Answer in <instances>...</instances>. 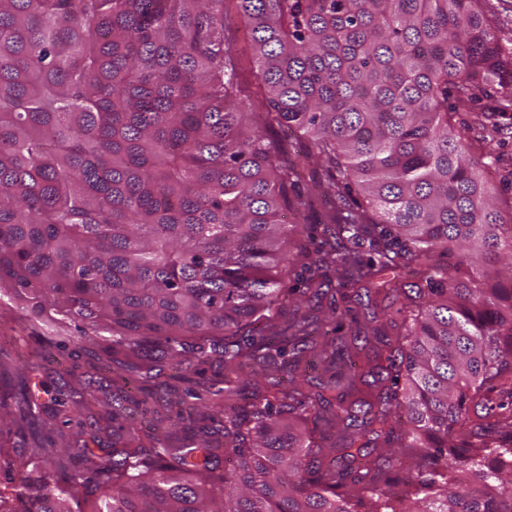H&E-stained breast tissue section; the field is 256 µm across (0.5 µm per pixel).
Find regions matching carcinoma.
<instances>
[{
  "label": "carcinoma",
  "instance_id": "1",
  "mask_svg": "<svg viewBox=\"0 0 512 512\" xmlns=\"http://www.w3.org/2000/svg\"><path fill=\"white\" fill-rule=\"evenodd\" d=\"M483 3L0 0V283L84 325L48 347L76 341L115 374L103 448L93 381L43 399L38 363L16 385L0 371V512H512V410L494 399L512 381V224L484 178L493 139L459 118L512 120V53ZM276 129L312 144L317 197L290 194ZM317 204L321 249H283L282 211ZM298 263L310 298L329 299L320 334L305 313L281 319L279 275ZM349 286L404 295L366 372L338 335ZM316 349L343 363L345 389L380 386L362 416L336 384L313 396L294 377ZM189 354L221 362L224 386L190 385L183 404L224 402L189 436L140 434L125 388L189 380ZM251 362L289 386L233 385ZM327 413L331 458L293 428ZM66 430L81 442L55 468L41 434Z\"/></svg>",
  "mask_w": 512,
  "mask_h": 512
}]
</instances>
